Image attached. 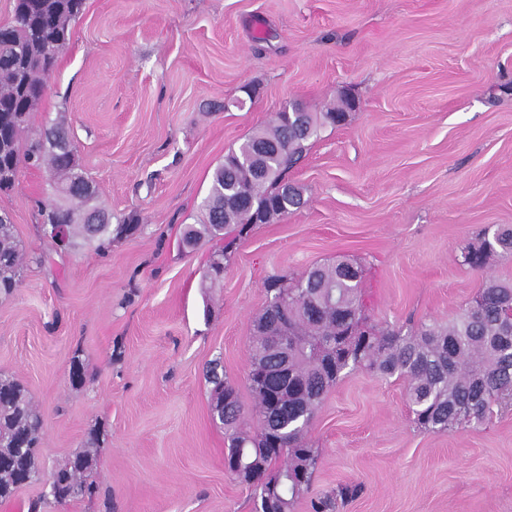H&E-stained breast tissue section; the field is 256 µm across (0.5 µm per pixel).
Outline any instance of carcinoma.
<instances>
[{"instance_id":"1","label":"carcinoma","mask_w":512,"mask_h":512,"mask_svg":"<svg viewBox=\"0 0 512 512\" xmlns=\"http://www.w3.org/2000/svg\"><path fill=\"white\" fill-rule=\"evenodd\" d=\"M83 4L84 0H13L9 21L0 24V190L14 185L21 165L46 164L55 182L41 215L46 223L67 225L69 246L77 238L101 245L111 239L112 215L98 204V189L83 174L64 121L30 143L24 136ZM346 108H351L347 100L323 112L284 109L228 151L214 171L203 223L186 225L180 238L182 248L190 250L205 239L228 240L224 251L213 255L205 279L214 283L224 275L231 237L244 233L242 204L261 214L266 224L301 204V189L285 181V174L301 159L306 142L325 126L343 122ZM511 256L512 230H507L468 247L463 262L483 269L495 257ZM22 263L15 227L0 216V296L8 297L18 287ZM362 277V266L344 259L313 266L291 280L281 275L266 280V291L280 304L270 313L264 331L251 336L250 365L273 360L278 323L288 316L294 336L288 343V370L294 388L279 391L272 385L261 392L248 382L256 428L245 421L237 387L211 371L215 401L224 398L232 406L224 413L228 456L256 474L251 485L255 509L265 479L292 472L297 479L283 483L280 512H294L318 459L317 449L305 445L306 434L326 394L347 369L406 378L413 422L434 432L483 424L512 395V284L491 280L453 321L421 322L403 331L366 324ZM41 430V417L25 386L0 373L1 501L13 497L22 482L44 478ZM97 441V434H90L88 450L50 473L56 479L55 493L30 501L28 512H44L51 503L65 505L73 499L75 486L94 488L89 481V449Z\"/></svg>"}]
</instances>
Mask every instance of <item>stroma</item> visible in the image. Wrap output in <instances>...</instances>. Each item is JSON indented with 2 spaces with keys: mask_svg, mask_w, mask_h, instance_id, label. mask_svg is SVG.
I'll return each instance as SVG.
<instances>
[{
  "mask_svg": "<svg viewBox=\"0 0 512 512\" xmlns=\"http://www.w3.org/2000/svg\"><path fill=\"white\" fill-rule=\"evenodd\" d=\"M344 95L345 124L288 172L303 205L255 225L203 287L212 243L179 239L225 154L285 107ZM61 118L99 204L139 224L103 250L63 249L40 212L47 169L22 166L0 192L27 257L0 299V373L41 414L47 467L100 437L95 492L47 512H252L224 469L207 370L220 362L252 407L248 344L270 275L355 261L367 315L393 326L450 321L488 280L512 284V258L459 261L512 229V0H85L30 132ZM406 387L357 370L328 392L295 512L326 496L331 512H512V408L432 432Z\"/></svg>",
  "mask_w": 512,
  "mask_h": 512,
  "instance_id": "1",
  "label": "stroma"
}]
</instances>
